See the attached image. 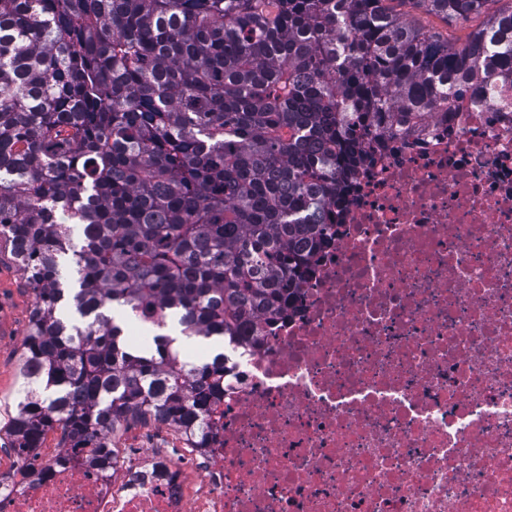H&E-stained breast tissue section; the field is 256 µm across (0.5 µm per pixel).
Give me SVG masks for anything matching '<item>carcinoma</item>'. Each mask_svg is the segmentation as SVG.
<instances>
[{
    "mask_svg": "<svg viewBox=\"0 0 512 512\" xmlns=\"http://www.w3.org/2000/svg\"><path fill=\"white\" fill-rule=\"evenodd\" d=\"M386 0H0V243L35 294L13 447L161 419L204 445L224 353L288 314L367 134L512 109V8L466 41ZM490 0H419L448 21ZM79 242H74V231ZM150 321L127 343L126 320ZM76 310L80 319L71 316Z\"/></svg>",
    "mask_w": 512,
    "mask_h": 512,
    "instance_id": "carcinoma-1",
    "label": "carcinoma"
}]
</instances>
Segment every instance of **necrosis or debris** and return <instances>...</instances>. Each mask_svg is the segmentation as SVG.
<instances>
[{
	"label": "necrosis or debris",
	"mask_w": 512,
	"mask_h": 512,
	"mask_svg": "<svg viewBox=\"0 0 512 512\" xmlns=\"http://www.w3.org/2000/svg\"><path fill=\"white\" fill-rule=\"evenodd\" d=\"M434 110L362 140L287 317L225 341L204 447L1 449L0 512H512V109Z\"/></svg>",
	"instance_id": "4bbe7bcc"
}]
</instances>
